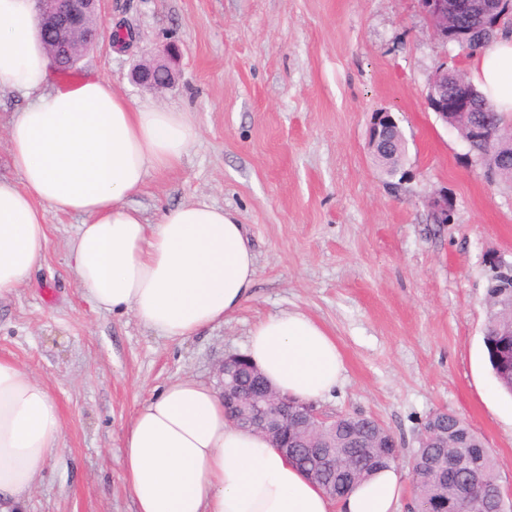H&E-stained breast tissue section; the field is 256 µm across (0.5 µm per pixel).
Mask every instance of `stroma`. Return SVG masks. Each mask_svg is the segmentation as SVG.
<instances>
[{"mask_svg":"<svg viewBox=\"0 0 512 512\" xmlns=\"http://www.w3.org/2000/svg\"><path fill=\"white\" fill-rule=\"evenodd\" d=\"M105 12L134 44L102 45L77 76L189 113L199 130L182 165L149 172L130 205L151 223L197 202L237 214L256 249L254 296L202 336L159 338L133 313L91 308L65 262L82 218L48 214L42 267L0 303V356L44 382L63 416L27 512H135L120 457L138 404L178 376L217 385L224 357L282 310L310 315L343 354L322 414L380 421L407 474L423 419L448 409L490 448L512 495V398L483 344L487 261H512V184L489 183L425 100L439 64L465 71L469 58L431 36L419 0H106ZM163 42L180 50L178 77L154 93L130 72ZM382 109L406 141L401 177L383 176L367 150ZM438 190L455 202L453 223L426 206Z\"/></svg>","mask_w":512,"mask_h":512,"instance_id":"1","label":"stroma"}]
</instances>
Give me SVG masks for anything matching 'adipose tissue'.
I'll return each instance as SVG.
<instances>
[{"instance_id":"obj_1","label":"adipose tissue","mask_w":512,"mask_h":512,"mask_svg":"<svg viewBox=\"0 0 512 512\" xmlns=\"http://www.w3.org/2000/svg\"><path fill=\"white\" fill-rule=\"evenodd\" d=\"M472 72L497 110L512 115V32L474 56ZM54 74L33 0H0V92L30 99L8 129L17 178H0V300L48 251L47 214H75L83 222L66 245L67 264L94 310L133 312L171 341L228 321L252 298L256 277L240 218L193 203L150 224L128 203L149 172L182 164L199 135L189 114L137 103L102 76L56 88ZM245 353L301 402L344 381L335 338L298 310L256 323ZM62 435L48 387L0 357V512H22ZM120 464L136 512H400L405 495L391 467L330 497L264 435L238 427L219 391L188 376L139 406Z\"/></svg>"}]
</instances>
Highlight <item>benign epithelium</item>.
I'll return each mask as SVG.
<instances>
[{
    "mask_svg": "<svg viewBox=\"0 0 512 512\" xmlns=\"http://www.w3.org/2000/svg\"><path fill=\"white\" fill-rule=\"evenodd\" d=\"M104 0H36L39 18L43 28L53 33L46 43L51 58L64 54L67 57H85L99 44L105 15L102 12ZM427 27L434 39L443 44L453 40L448 31V18L454 19L469 15L475 8L473 0H421ZM176 50L169 43L154 49L149 62L137 64L131 73L132 81L143 88L160 92L171 87L176 80L172 68ZM427 106L434 112L443 125L453 115L470 109L473 99L468 82L457 85L448 92V67L435 68L426 85ZM397 122L389 111H379L372 115L367 146L370 153L381 152L388 147L390 131ZM426 205L440 224H449L453 220L454 207L448 193L441 190L433 192ZM241 354H230L217 367L220 394L230 398L236 407V424L242 428H255L265 435L271 445L288 453L296 448H305L299 429L306 428L318 434L335 426L336 418L326 417L313 405H299V415L293 425L283 421L280 408L295 405L289 397L278 393L270 385L257 390H247L237 384L224 383V375L231 372Z\"/></svg>",
    "mask_w": 512,
    "mask_h": 512,
    "instance_id": "obj_1",
    "label": "benign epithelium"
}]
</instances>
